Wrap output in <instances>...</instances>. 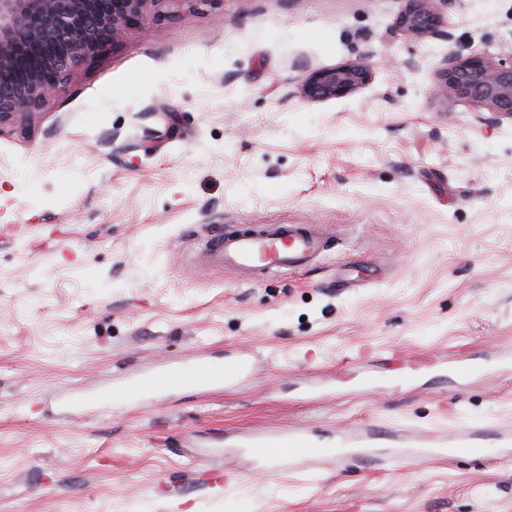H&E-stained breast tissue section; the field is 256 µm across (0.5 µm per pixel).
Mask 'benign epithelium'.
I'll return each mask as SVG.
<instances>
[{
  "label": "benign epithelium",
  "mask_w": 512,
  "mask_h": 512,
  "mask_svg": "<svg viewBox=\"0 0 512 512\" xmlns=\"http://www.w3.org/2000/svg\"><path fill=\"white\" fill-rule=\"evenodd\" d=\"M180 0H0V123L34 115L50 92L127 35L158 19L163 5ZM398 27L407 35L436 31L438 0H408ZM372 79L369 65L347 61L308 72L298 94L308 102L349 98ZM437 91L476 112L512 118V56L451 53Z\"/></svg>",
  "instance_id": "obj_1"
}]
</instances>
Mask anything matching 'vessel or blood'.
Listing matches in <instances>:
<instances>
[{"label": "vessel or blood", "instance_id": "obj_1", "mask_svg": "<svg viewBox=\"0 0 512 512\" xmlns=\"http://www.w3.org/2000/svg\"><path fill=\"white\" fill-rule=\"evenodd\" d=\"M328 250L327 238L311 224H260L226 230L216 227L204 231L201 252L205 261L230 271L261 275L267 272L288 273L311 266ZM371 360L387 364L403 363L397 351L371 345L352 349L345 362L360 365ZM255 359L246 353L228 357L202 355L193 363L164 362L146 374H129L115 385L104 386L93 396H73L74 414L86 416L97 407L133 401L149 396L172 395L185 390L213 389L225 383L252 376ZM425 365L438 376L447 371L469 377L475 374L470 352L449 350L448 354L426 360ZM495 440L486 444L478 430L457 427L444 434L423 431L392 433L390 445L378 448L380 432L371 426L357 427L323 441L305 429L259 435L245 442L246 452L263 463L266 473L283 471L306 473L327 465L350 467L362 461L374 464L423 462L437 449L456 457L493 462L512 456V428L494 425Z\"/></svg>", "mask_w": 512, "mask_h": 512}]
</instances>
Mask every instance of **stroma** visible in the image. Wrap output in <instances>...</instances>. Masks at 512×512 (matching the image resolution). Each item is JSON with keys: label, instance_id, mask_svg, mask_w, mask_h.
<instances>
[{"label": "stroma", "instance_id": "1", "mask_svg": "<svg viewBox=\"0 0 512 512\" xmlns=\"http://www.w3.org/2000/svg\"><path fill=\"white\" fill-rule=\"evenodd\" d=\"M180 0L0 124V512H512V460L253 477L204 491L227 439L305 425H512V120L437 93L451 53L512 54V0ZM373 80L309 103L308 72ZM314 224L289 275L197 259L202 226ZM466 344L504 372L340 382L357 345ZM274 355L239 386L72 419V389L194 353ZM440 1L447 0H408L410 6L399 18V29L412 36L434 33L439 23L435 4ZM372 79L369 65L347 61L333 67L308 72L298 87V94L308 102L349 98L359 93Z\"/></svg>", "mask_w": 512, "mask_h": 512}]
</instances>
